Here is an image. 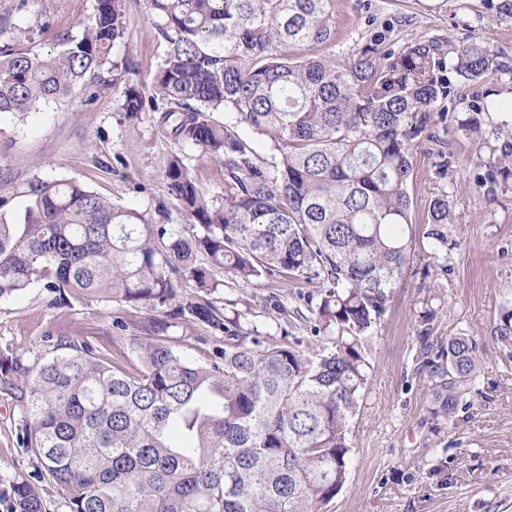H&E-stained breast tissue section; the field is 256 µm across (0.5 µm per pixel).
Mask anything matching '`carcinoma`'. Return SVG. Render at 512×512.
I'll return each mask as SVG.
<instances>
[{"instance_id":"carcinoma-1","label":"carcinoma","mask_w":512,"mask_h":512,"mask_svg":"<svg viewBox=\"0 0 512 512\" xmlns=\"http://www.w3.org/2000/svg\"><path fill=\"white\" fill-rule=\"evenodd\" d=\"M165 48L152 94L127 86L125 123L148 116L154 132L196 147L224 168L209 197L177 154L164 171L193 231L157 222L67 178L18 181L0 169V300L35 282L72 296L150 314L127 348L98 351L49 336L54 355L33 366L0 357V385L16 389L23 439L66 493L68 512H318L344 486L348 435L368 382L365 347L402 278L412 223L413 150L430 143L439 174L454 157L431 128L432 109L467 86L512 78L503 49L472 39L444 58L419 38L392 50L373 34L346 58L333 47L341 0H148ZM127 27L125 0H96L81 37L56 53L21 48L26 29L0 16V113L23 117L76 85L106 86ZM231 119L220 122L214 113ZM267 139L260 156L238 132ZM479 144L477 184L492 202L512 180V120L457 127ZM24 207L9 220L3 208ZM423 238L449 271L460 246L451 195L429 203ZM206 265L197 263L198 254ZM252 285L317 284L307 350L289 332L241 326L208 295L224 278ZM203 295L182 298L183 284ZM208 327L223 345L199 363L167 343V317ZM432 299L419 312L418 370L433 418L455 424L480 390L484 345L459 333L429 341ZM512 346V307L489 332ZM11 512H45L28 479L12 484Z\"/></svg>"}]
</instances>
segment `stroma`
I'll return each instance as SVG.
<instances>
[{
  "label": "stroma",
  "instance_id": "35a3bbf8",
  "mask_svg": "<svg viewBox=\"0 0 512 512\" xmlns=\"http://www.w3.org/2000/svg\"><path fill=\"white\" fill-rule=\"evenodd\" d=\"M19 0H0V14L28 29L25 48L41 54L58 36L79 35L95 0H39L18 9ZM493 0H346V32L335 52L344 58L372 29L382 28L392 48L417 38L436 39L454 48L476 37L506 51L512 68V24L495 20ZM125 38L111 51L124 74L117 84L97 92L78 86L60 100L40 104L25 119L0 115V168L16 179L34 174L74 179L113 204L153 211L166 204L170 223H184L167 192L164 167L179 149L154 134L149 120L122 122L117 107L126 85L150 89L164 54L154 38L147 0H126ZM485 91L469 88L462 101L440 99L432 124L447 129L455 158L440 178L428 143L414 149V179L409 193L416 222L409 227L411 256L392 293L367 359L370 378L363 403L351 421L352 466L338 495L320 512H512V349L487 343L481 396L460 411L456 425L432 418L431 397L416 356L420 348L417 315L423 298L440 311L431 333L487 335L502 308L512 305V190L498 189L485 200L477 170L469 158L474 142L458 136L461 121L472 116ZM453 195L462 244L449 273L436 271L422 239L428 203L440 188ZM279 294L299 317L290 335L304 346L313 338L303 317L317 293L302 281L278 288L262 281L239 285L226 281L212 294L217 306L232 305L244 328L275 331L268 297ZM53 293L36 283L19 296L0 301V355L21 357L33 365L51 350L52 336H72L111 345L118 311L104 303L71 300L58 306ZM13 389L0 388V512H11V482L23 476L43 488L46 512H67L60 489L41 477L37 459L22 444L20 409Z\"/></svg>",
  "mask_w": 512,
  "mask_h": 512
}]
</instances>
